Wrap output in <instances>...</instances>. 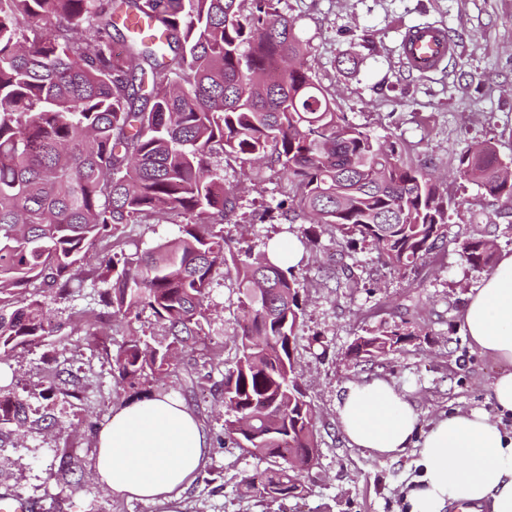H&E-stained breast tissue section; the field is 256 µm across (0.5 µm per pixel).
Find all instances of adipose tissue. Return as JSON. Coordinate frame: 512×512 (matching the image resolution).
<instances>
[{
    "label": "adipose tissue",
    "mask_w": 512,
    "mask_h": 512,
    "mask_svg": "<svg viewBox=\"0 0 512 512\" xmlns=\"http://www.w3.org/2000/svg\"><path fill=\"white\" fill-rule=\"evenodd\" d=\"M462 320L472 345L502 365L489 386L498 412L455 409L422 429L420 414L388 382L350 385L337 406L349 445L376 457L418 451L417 474L402 491L405 512H512V252L499 255L492 273L469 296ZM94 476L113 496L173 502L201 472L209 439L178 398L135 400L101 425Z\"/></svg>",
    "instance_id": "1"
}]
</instances>
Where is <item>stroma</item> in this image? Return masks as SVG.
Masks as SVG:
<instances>
[{
  "instance_id": "obj_1",
  "label": "stroma",
  "mask_w": 512,
  "mask_h": 512,
  "mask_svg": "<svg viewBox=\"0 0 512 512\" xmlns=\"http://www.w3.org/2000/svg\"><path fill=\"white\" fill-rule=\"evenodd\" d=\"M279 9L294 21L304 62L337 111L376 140L393 142L405 162L441 176L448 203L444 249L414 269L384 265L371 243L341 237L327 225L317 227V243L303 250L294 269L303 308L294 356L314 408L318 448L303 496L272 503L241 489L244 476L269 462L224 433L220 390L238 359L242 317L231 274L210 290L202 322L208 347L187 350L165 374L133 386L116 383L113 354L133 334L167 344L166 328L146 312L131 321L106 316L103 336L90 345L76 323L88 307L91 279L67 299H48L57 335L0 360L7 375L0 392L24 396L31 422L17 433L15 447L0 453V494L26 499L34 512H396L415 474V451L385 459L351 447L337 420L347 387L387 380L418 409L425 426L454 408L491 410L488 385L501 368L471 348L462 324L468 295L484 274L467 265L461 250L464 241L490 229L498 251H512V202L486 196L455 172L464 148L485 141L512 167V0H281ZM418 24L445 27L458 46L428 74L409 71L400 60L403 34ZM212 165L237 193L234 221L224 235L238 248L258 253L273 240L302 237L305 217L265 215L288 196L276 169L256 173L222 155ZM179 225L174 214L127 225L117 251L137 258L177 237ZM329 267L345 270L346 280L325 279ZM386 324L404 335L393 351L348 356L355 338ZM143 395L178 397L212 440L202 479L174 503L112 496L93 473L96 426ZM66 454L77 457L75 472H61Z\"/></svg>"
}]
</instances>
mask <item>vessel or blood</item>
<instances>
[{
  "instance_id": "1",
  "label": "vessel or blood",
  "mask_w": 512,
  "mask_h": 512,
  "mask_svg": "<svg viewBox=\"0 0 512 512\" xmlns=\"http://www.w3.org/2000/svg\"><path fill=\"white\" fill-rule=\"evenodd\" d=\"M455 45L446 30L439 26H416L406 30L401 43V60L412 71L427 73L437 70Z\"/></svg>"
}]
</instances>
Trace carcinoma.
<instances>
[{"mask_svg": "<svg viewBox=\"0 0 512 512\" xmlns=\"http://www.w3.org/2000/svg\"><path fill=\"white\" fill-rule=\"evenodd\" d=\"M281 0H0V357L38 345L55 327L40 280L64 298L87 254L127 224L176 211L180 235L135 260L103 255L97 304L126 318L145 310L172 341L132 336L113 355L117 382L167 371L201 340L208 290L235 273L245 324L221 392L228 433L247 414V452L274 464L243 485L270 502L301 496V449L315 414L297 388L288 337L302 314L293 270L268 254L239 258L222 224L236 196L216 154L279 168L289 210L370 241L407 269L447 238L446 202L431 174L336 111L303 62ZM148 22L151 33L136 29ZM496 147L466 149L459 175L512 200ZM475 270L492 267L486 236L462 245ZM397 328L363 338L366 356L393 350ZM26 403L0 396V433L22 426Z\"/></svg>", "mask_w": 512, "mask_h": 512, "instance_id": "1", "label": "carcinoma"}]
</instances>
